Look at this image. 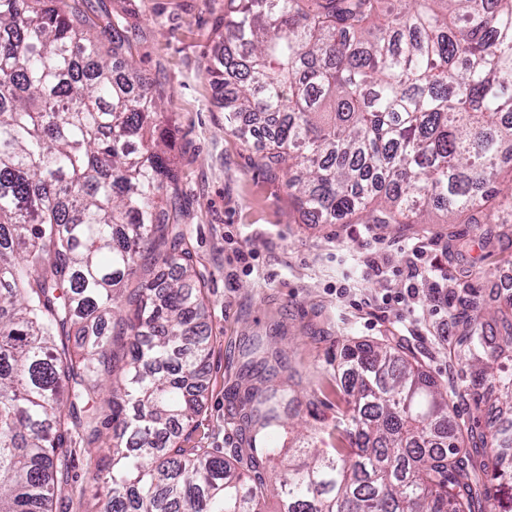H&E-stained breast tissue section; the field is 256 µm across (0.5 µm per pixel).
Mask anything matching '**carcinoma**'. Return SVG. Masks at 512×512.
Segmentation results:
<instances>
[{
  "mask_svg": "<svg viewBox=\"0 0 512 512\" xmlns=\"http://www.w3.org/2000/svg\"><path fill=\"white\" fill-rule=\"evenodd\" d=\"M206 69L228 89L224 123L258 164L288 175L303 215L325 224L448 223L512 215V0H228ZM128 23L112 48L85 42L67 0H0V512H53L69 445L106 424L93 408L112 376V467L104 512H512V420L479 434L452 420L448 390L389 344L348 347L336 365V448L260 453L184 448L211 355L206 303L170 201L160 92L137 79ZM152 255L173 274L141 279ZM112 320V332L102 320ZM80 339L73 352L66 338ZM512 315L481 306L453 358L493 382L512 416ZM293 389H248L239 414L284 426ZM492 469V487L479 473Z\"/></svg>",
  "mask_w": 512,
  "mask_h": 512,
  "instance_id": "carcinoma-1",
  "label": "carcinoma"
}]
</instances>
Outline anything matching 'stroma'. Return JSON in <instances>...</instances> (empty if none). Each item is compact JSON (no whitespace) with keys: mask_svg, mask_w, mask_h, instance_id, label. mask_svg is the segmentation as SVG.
Instances as JSON below:
<instances>
[{"mask_svg":"<svg viewBox=\"0 0 512 512\" xmlns=\"http://www.w3.org/2000/svg\"><path fill=\"white\" fill-rule=\"evenodd\" d=\"M226 0H75L86 39L103 41L113 13L131 16L132 53L141 77L162 94L173 134L171 157L181 170L174 197L196 269L208 299L205 323L212 351L203 381L202 411L184 424L186 448L247 447L239 399L249 386V351L256 344L279 352L275 383L290 382L299 397L296 419L304 429L328 432L341 402L336 360L355 343H391L418 358L424 371L453 392L452 415L474 427L498 420L496 390L475 384L449 355L468 303L494 311L512 301L499 280L512 269V219L495 224H448L432 212L423 224H322L303 218L285 187L284 173L257 165L266 140L243 145L224 128V94L206 75L218 48ZM423 247L428 269L413 301L385 302L405 294L408 253ZM382 263L373 271L370 261ZM448 290L440 312L436 282ZM112 428L93 444L77 443L74 482L60 487L55 512H91L104 484Z\"/></svg>","mask_w":512,"mask_h":512,"instance_id":"35a3bbf8","label":"stroma"}]
</instances>
